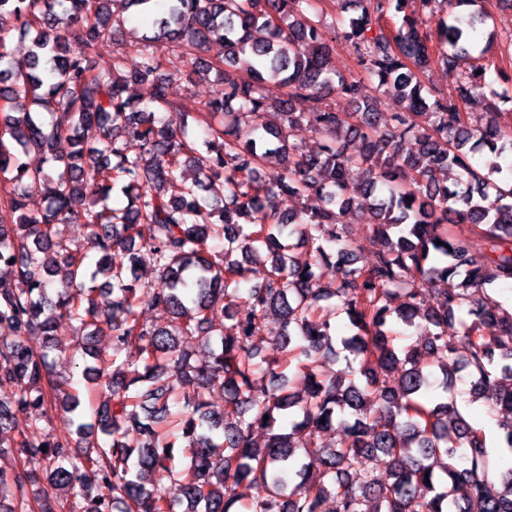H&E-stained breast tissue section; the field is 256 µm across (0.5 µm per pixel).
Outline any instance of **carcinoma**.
Masks as SVG:
<instances>
[{"instance_id": "obj_1", "label": "carcinoma", "mask_w": 512, "mask_h": 512, "mask_svg": "<svg viewBox=\"0 0 512 512\" xmlns=\"http://www.w3.org/2000/svg\"><path fill=\"white\" fill-rule=\"evenodd\" d=\"M107 2L0 0V449L21 455L0 470V512H174L173 489L191 512H512V468H494L485 428L464 417L455 393L462 373L469 402L506 413L495 442L512 456V311L488 292L512 286V164L500 162L512 154V122L494 105L474 129L421 78L437 53L467 93L512 103L511 88H494L503 77L489 58L494 34L483 47L473 37L484 16L453 12L475 0H338L355 12L343 41L376 92L402 105L384 123L355 77L329 76L336 37L315 0H167L163 10L127 0L147 27L132 71L119 56L103 68L91 51L123 24ZM443 3L447 19L423 32L424 10ZM13 31L33 35L24 62L10 48ZM215 44V58L199 56ZM166 52L181 59L176 73L212 72L221 86L192 116L200 144L156 77ZM240 69L253 82L239 83ZM130 82L149 84V105L133 107ZM270 83L287 93L269 104ZM332 94L356 111H336ZM295 100L307 111H293ZM132 125L140 150L130 156L120 138ZM301 125L323 139L317 149L290 142ZM407 135L417 151L404 155ZM63 139L70 152L48 167L21 161ZM483 151L485 173L469 158ZM353 167L363 174L355 188ZM219 180L224 199L199 194ZM118 184L127 203L114 207ZM34 191L47 201L36 211ZM282 195L299 209L281 211ZM357 205L378 245L369 261L343 236ZM75 223L94 255L71 244ZM285 233L309 247L307 261L292 256ZM239 255L255 264L245 291ZM145 263L158 286L140 282ZM430 288L438 304L424 311ZM146 305L167 308L169 326L144 325ZM338 313L350 334L336 336ZM72 322L94 361L83 392L26 344L43 336L55 347ZM393 323L424 328L420 349L397 346ZM106 331L112 352L103 354L90 340ZM199 337L211 348L193 364L180 341ZM340 352L345 367L335 370L329 355ZM264 366L277 377L270 387L256 384ZM437 372L442 394L430 398ZM293 376L305 394L291 391ZM216 391L220 410L209 401ZM56 411L63 430L32 437ZM335 425L341 442L319 445ZM301 448L320 472L298 465ZM380 456L387 482L366 467ZM34 460L50 488L32 496Z\"/></svg>"}]
</instances>
